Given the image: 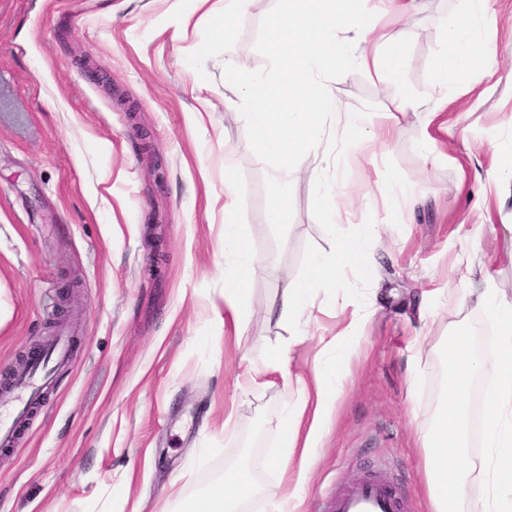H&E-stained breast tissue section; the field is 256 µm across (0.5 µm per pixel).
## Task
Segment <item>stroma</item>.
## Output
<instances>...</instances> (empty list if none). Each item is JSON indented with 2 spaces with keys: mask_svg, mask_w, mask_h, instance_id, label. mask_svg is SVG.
Returning a JSON list of instances; mask_svg holds the SVG:
<instances>
[{
  "mask_svg": "<svg viewBox=\"0 0 512 512\" xmlns=\"http://www.w3.org/2000/svg\"><path fill=\"white\" fill-rule=\"evenodd\" d=\"M173 0H0V382L68 330L71 349L46 401L0 447V512H168L225 467L249 463L261 486L241 512H267L279 495L284 405L297 377L312 379L320 339L345 323L362 287L310 300L307 334L265 310L285 282L304 279L312 254L360 225L380 224L371 246L379 290L350 340L343 393L311 455L293 449L289 477L306 468L303 512H325L368 467L388 472L405 512H430L420 434L445 376V353L468 337L494 359V325L462 299L460 257L475 253L496 282L512 239V179L486 182L512 160V0L481 38L493 48L438 139L449 159L427 158L422 113H398V132L369 153L339 159L342 221L329 229L313 198L322 154L291 164L297 192L282 223L269 221V171L244 113L231 111L225 62L266 70L272 16L300 0H249L230 34L205 40L209 19L178 32ZM469 0H416L403 20L405 83L430 91L448 19ZM85 57L81 69L77 57ZM346 110H383L395 91L358 71H327ZM238 174L240 231L258 266L249 313L224 304V161ZM411 188L404 222L383 223L385 184ZM419 337L420 353L409 348ZM289 348L292 380L243 383Z\"/></svg>",
  "mask_w": 512,
  "mask_h": 512,
  "instance_id": "stroma-1",
  "label": "stroma"
}]
</instances>
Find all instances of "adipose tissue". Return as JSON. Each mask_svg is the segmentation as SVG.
<instances>
[{
	"label": "adipose tissue",
	"instance_id": "1",
	"mask_svg": "<svg viewBox=\"0 0 512 512\" xmlns=\"http://www.w3.org/2000/svg\"><path fill=\"white\" fill-rule=\"evenodd\" d=\"M307 7L297 18L273 17L269 24L266 52L271 67L266 71H236L233 111L244 113L256 131L264 151L277 156L272 174L275 188L270 220L280 222L287 196L296 185L290 176L291 158L310 150H322L327 167H337L339 151L358 144L386 143L393 137L394 112L413 108L424 112L426 121L439 129L448 127V110L465 92L464 76L486 60L491 50L480 44V27L496 21L495 0H473L470 23L449 21L447 48L433 67L437 95L424 100L402 98L385 112H344L326 85L327 68L367 74L381 86L401 84L406 67L404 34L400 18L415 0H395V19L378 25L370 11L354 9V0H305ZM344 39H337V31ZM337 118L339 133H332L326 118ZM237 174L232 163L224 165V257L230 260L224 298L235 319L246 315V283L255 259L239 233L232 199ZM379 235L374 224L363 225L356 234L343 238L330 253L314 255L310 273L276 294L269 316L301 324L313 294L333 292L349 286L350 278L373 288L376 260L369 247ZM470 303L489 313L496 324L497 356L486 362L470 347L466 337H456L448 350L440 403L429 426L420 435L424 455V477L431 512H460L466 498V471L458 464L464 458L469 422L468 397L474 379L490 381L484 393L487 419L483 425L482 473L486 495L473 512H512V295L493 285L489 272L467 267ZM368 316L367 307H357L352 321L332 336L322 337L324 364L315 372L313 389H301L295 403L283 413L288 445L302 443L305 451L316 448L324 420L343 386L341 364L345 339L357 323ZM309 419L306 434H299L302 419ZM258 490L247 464L225 468L205 491L179 497L177 512H238V504Z\"/></svg>",
	"mask_w": 512,
	"mask_h": 512
}]
</instances>
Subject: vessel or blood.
Instances as JSON below:
<instances>
[{
	"label": "vessel or blood",
	"mask_w": 512,
	"mask_h": 512,
	"mask_svg": "<svg viewBox=\"0 0 512 512\" xmlns=\"http://www.w3.org/2000/svg\"><path fill=\"white\" fill-rule=\"evenodd\" d=\"M69 345L68 336H57L13 377L7 400L0 401V447L11 446L17 421L42 402L48 384L67 358ZM328 512H404V502L396 486L384 474L372 470L356 487L330 498Z\"/></svg>",
	"instance_id": "obj_1"
}]
</instances>
